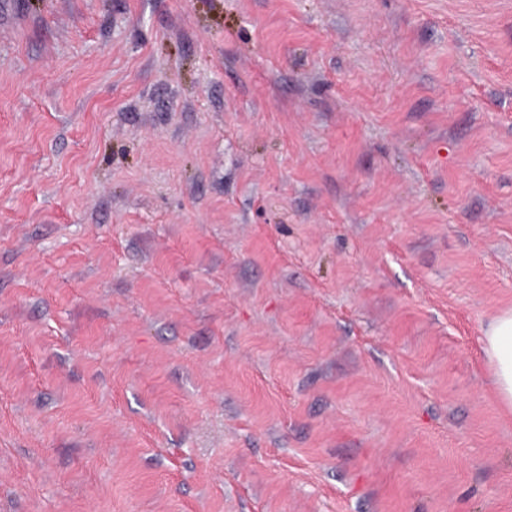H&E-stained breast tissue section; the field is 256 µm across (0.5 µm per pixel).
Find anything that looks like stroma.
Segmentation results:
<instances>
[{
	"instance_id": "1",
	"label": "stroma",
	"mask_w": 512,
	"mask_h": 512,
	"mask_svg": "<svg viewBox=\"0 0 512 512\" xmlns=\"http://www.w3.org/2000/svg\"><path fill=\"white\" fill-rule=\"evenodd\" d=\"M512 0H0V512H512ZM485 349L493 367L496 388L507 406H512V314L498 317L485 335Z\"/></svg>"
}]
</instances>
